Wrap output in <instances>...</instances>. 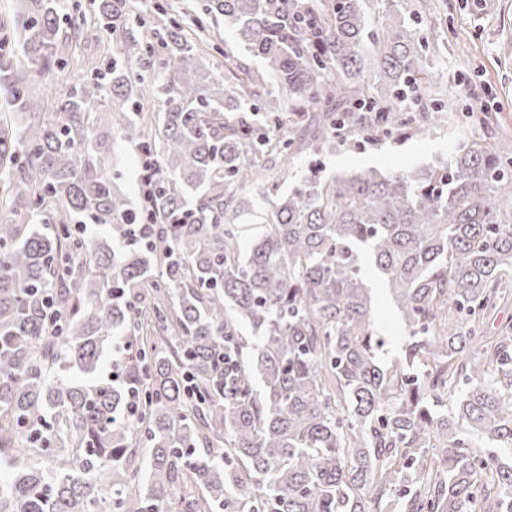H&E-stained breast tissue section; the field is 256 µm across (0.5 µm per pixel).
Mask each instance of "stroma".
Instances as JSON below:
<instances>
[{"mask_svg":"<svg viewBox=\"0 0 512 512\" xmlns=\"http://www.w3.org/2000/svg\"><path fill=\"white\" fill-rule=\"evenodd\" d=\"M161 2L173 5L185 19L202 22L205 70L223 76L228 51L251 72L264 70L263 59L239 46L223 19L205 12L206 0ZM394 8L418 35L439 45V54L428 60L426 69L430 82L442 89L446 111L429 120L420 136L344 138L335 147L298 158L295 173L315 167L330 176L347 168L410 170L443 163L454 147L480 132V120L488 113L495 118L493 136L512 140V0H485L481 11L474 10L473 0H396ZM115 54L148 77L160 67L158 58L144 56L140 46L128 40L106 38L84 51L100 67ZM140 160L133 145L117 139L106 161L116 190L136 207L142 204Z\"/></svg>","mask_w":512,"mask_h":512,"instance_id":"stroma-1","label":"stroma"}]
</instances>
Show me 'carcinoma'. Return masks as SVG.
I'll list each match as a JSON object with an SVG mask.
<instances>
[{
  "label": "carcinoma",
  "mask_w": 512,
  "mask_h": 512,
  "mask_svg": "<svg viewBox=\"0 0 512 512\" xmlns=\"http://www.w3.org/2000/svg\"><path fill=\"white\" fill-rule=\"evenodd\" d=\"M362 3L209 0L266 63L226 52L222 80L159 6L155 76L114 57L48 111L33 78L143 20L131 0H94L91 19L81 0H13L0 512H164L181 486L186 512H512V465L484 451L512 455V325L484 331L512 279V142L474 134L413 172L310 170L248 193L269 162L287 171L342 133L422 134L444 111L424 80L435 47L389 13L369 31ZM114 134L156 163L147 215L104 172ZM376 287L406 333L389 362ZM118 336L128 353L103 379Z\"/></svg>",
  "instance_id": "cac0c4a2"
}]
</instances>
